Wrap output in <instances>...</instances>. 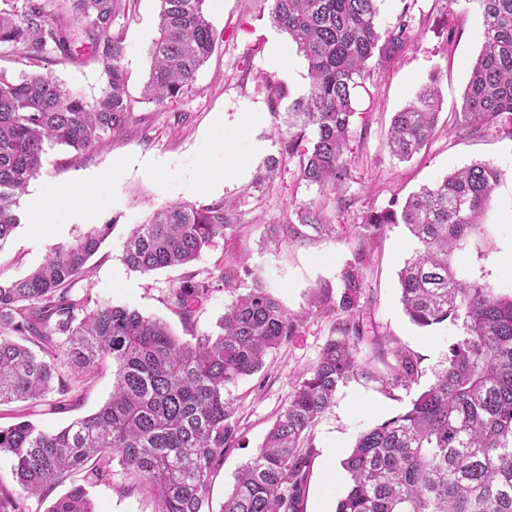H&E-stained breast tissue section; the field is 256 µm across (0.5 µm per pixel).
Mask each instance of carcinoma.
<instances>
[{"instance_id": "obj_1", "label": "carcinoma", "mask_w": 512, "mask_h": 512, "mask_svg": "<svg viewBox=\"0 0 512 512\" xmlns=\"http://www.w3.org/2000/svg\"><path fill=\"white\" fill-rule=\"evenodd\" d=\"M158 36L144 102L162 106L188 92L213 53L218 34L206 0H158ZM380 0H271L270 18L303 54L308 93L290 108L291 126L314 129L300 160L302 179L339 190L347 179L344 150L354 114L355 89L369 63L387 67L412 39L406 13L379 26ZM483 33L471 63L461 108L465 125H512V0H478ZM0 47L40 66L50 55L73 62L78 42L105 78L88 100L40 72H0V247L21 224L18 196L38 174L45 146L76 152L102 145L126 126L130 101L122 64L129 0H3ZM439 116L435 83L395 113L387 144L401 160L430 140ZM503 172L474 162L422 186L402 205L370 211L361 225L372 240L387 224H403L417 248L398 274L403 310L418 327L450 322L463 335L448 349L446 365L411 407L363 431L342 463L350 476L336 512H512V294L483 278L460 279L451 266L482 225ZM300 221L327 227L309 207ZM235 227L222 202H176L140 224L124 260L143 274L187 266ZM109 225H94L55 249L23 278L0 280V405L33 406L55 393L70 401L71 377L112 365L110 400L97 412L57 432L29 421L0 427V453L14 459L21 490L46 499L77 472L73 486L46 512H94L87 486L112 481V465L144 478L155 512H211L208 487L237 433L225 387L259 372L265 357L297 330L261 285L224 312L216 334L175 336L163 322L121 306H91L76 299L74 283ZM238 273L189 276L170 289L167 303L193 327V307L216 288H232ZM364 290L360 261L347 264L336 306L353 314ZM340 329L317 364L301 376L288 406L239 471L222 512H302L312 448L309 433L333 404L337 389L360 371L350 333ZM381 382L411 381L413 359L394 352ZM24 503L0 487V512Z\"/></svg>"}]
</instances>
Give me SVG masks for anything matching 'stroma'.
Returning <instances> with one entry per match:
<instances>
[{
  "label": "stroma",
  "mask_w": 512,
  "mask_h": 512,
  "mask_svg": "<svg viewBox=\"0 0 512 512\" xmlns=\"http://www.w3.org/2000/svg\"><path fill=\"white\" fill-rule=\"evenodd\" d=\"M208 18L220 36L192 89L163 106L141 102L148 76V48L156 35L158 0H132L125 19L123 66L132 112L125 131L100 148L75 152L47 148L35 178L54 195L43 215L33 209L34 193L19 200L21 223L0 248V279L24 277L42 265L56 247L94 225L109 232L90 258V272L73 286L75 296L90 294L97 305L124 306L166 322L178 336L186 330L181 316L166 302L169 290L186 276H219L221 270L245 268L232 288H221L198 303L194 330L209 333L225 309L260 277L269 293L289 313L302 316L298 330L265 360L262 370L227 385L238 430L224 463L209 486L213 512H219L238 469L292 397L301 374L314 366L348 314L317 301L323 290L337 291L344 267L357 253L367 212L403 202L412 192L456 169L488 162L502 169L481 230L452 258L459 275L484 277L503 294L512 293V275L503 265L512 255V131L495 123L468 128L461 101L469 66L480 49L476 28L482 20L477 0H382L380 24L406 14L414 38L409 50L389 67L371 66L358 88L344 159L349 177L339 191H323L300 175V151L310 146L299 128L288 125L294 100L309 88L307 63L297 48L287 61L271 56L272 40L284 34L270 21V0H207ZM77 61L48 60L41 73L52 76L86 98L99 95L103 80L87 48L77 47ZM441 96L439 121L428 145L411 160L392 156L386 138L395 112L404 108L429 78ZM259 122L238 145V158L225 159V132L236 129L246 113ZM298 152L287 155L289 141ZM279 166L258 182L269 158ZM220 174L213 188L200 178L202 162ZM173 202L230 205L237 228L232 239L217 240L187 267L144 275L129 268L124 249L130 232ZM316 206L332 229L318 232L301 224L298 214ZM415 244L401 224H389L376 237L362 262L365 292L360 318L366 333L358 344L364 375L339 387L333 405L310 436L313 459L303 512H335L348 476L340 464L357 436L404 412L434 381L460 332L445 322L430 328L414 325L400 303L398 272ZM406 350L418 373L409 385L388 388L379 376L395 349ZM112 371L104 368L74 378L73 406L36 407L31 420L55 432L77 418L98 411L112 393ZM95 512H154L144 484L120 468L112 480L89 488Z\"/></svg>",
  "instance_id": "stroma-1"
}]
</instances>
